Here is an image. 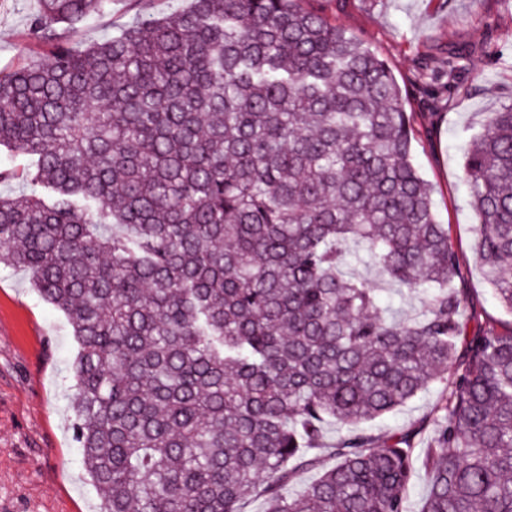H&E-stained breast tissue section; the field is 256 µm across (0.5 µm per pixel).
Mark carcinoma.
<instances>
[{
	"mask_svg": "<svg viewBox=\"0 0 512 512\" xmlns=\"http://www.w3.org/2000/svg\"><path fill=\"white\" fill-rule=\"evenodd\" d=\"M109 0H38L0 71V264L69 318L100 512H512V321L466 335L457 254L380 55L303 0H192L75 47ZM448 51L447 77L457 90ZM476 250L512 313V107L464 147ZM359 259L421 303L397 318ZM441 381L421 454L365 424ZM347 428L319 454L325 426ZM318 478L295 492L296 476Z\"/></svg>",
	"mask_w": 512,
	"mask_h": 512,
	"instance_id": "carcinoma-1",
	"label": "carcinoma"
}]
</instances>
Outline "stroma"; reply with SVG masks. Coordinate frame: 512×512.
<instances>
[{"label":"stroma","instance_id":"obj_1","mask_svg":"<svg viewBox=\"0 0 512 512\" xmlns=\"http://www.w3.org/2000/svg\"><path fill=\"white\" fill-rule=\"evenodd\" d=\"M191 0H109L71 37L73 46L121 34L136 16L163 18ZM337 26L385 59L406 111L415 115V160L433 187L441 223L457 253L456 285L466 297L468 332L512 320L495 301L475 251L479 218L462 180L464 131L485 113L512 104V0H313ZM36 0H0V71L37 59L22 34ZM470 54L460 89L428 105L415 80L423 62L454 46ZM440 114L431 121L430 111ZM77 351L67 316L45 302L31 272L0 265V512H98L72 424ZM444 387L434 384L405 407L377 419L374 433L413 430L425 442Z\"/></svg>","mask_w":512,"mask_h":512}]
</instances>
